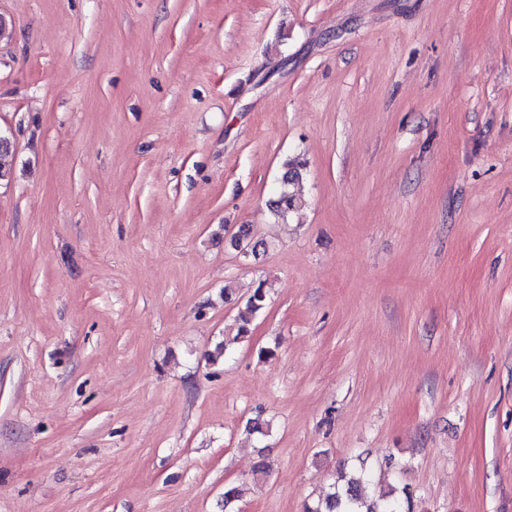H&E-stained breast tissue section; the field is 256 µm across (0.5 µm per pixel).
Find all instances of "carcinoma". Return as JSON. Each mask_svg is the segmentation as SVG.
I'll use <instances>...</instances> for the list:
<instances>
[{"label": "carcinoma", "instance_id": "obj_1", "mask_svg": "<svg viewBox=\"0 0 512 512\" xmlns=\"http://www.w3.org/2000/svg\"><path fill=\"white\" fill-rule=\"evenodd\" d=\"M301 168L302 164L296 160L285 163L281 191L272 206L275 217H283L297 207V199L288 191V185L300 179ZM266 300L267 291L263 286L255 288L247 298L245 312L240 316L241 324L237 333L217 345V356L226 355L234 344L241 342L246 337L248 316L261 311L266 305ZM306 512H410V510L404 509L403 498L396 489L391 488L373 499L368 495L362 479L351 477L341 471L337 481L323 491V495L314 505L306 507Z\"/></svg>", "mask_w": 512, "mask_h": 512}]
</instances>
